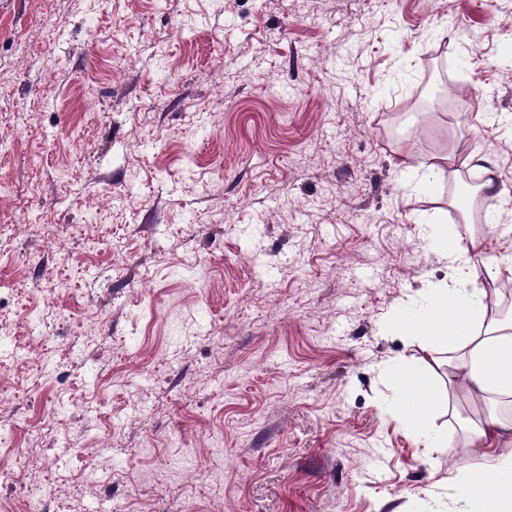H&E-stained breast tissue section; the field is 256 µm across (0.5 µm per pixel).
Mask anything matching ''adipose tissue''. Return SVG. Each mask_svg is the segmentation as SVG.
<instances>
[{
  "label": "adipose tissue",
  "instance_id": "obj_1",
  "mask_svg": "<svg viewBox=\"0 0 512 512\" xmlns=\"http://www.w3.org/2000/svg\"><path fill=\"white\" fill-rule=\"evenodd\" d=\"M446 254V286L418 310L400 307L396 326L420 332L429 368L458 383L462 399L486 407L482 420L465 429V445L478 456L458 467V512H476L484 503L493 504L495 512H512V416L495 408L502 401L512 404V310L501 306L500 263L485 235L466 226L454 228ZM400 389L408 404L401 422L416 444L430 453L447 447V438L429 428L415 403L416 380L409 371H402Z\"/></svg>",
  "mask_w": 512,
  "mask_h": 512
}]
</instances>
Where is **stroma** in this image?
<instances>
[{
  "instance_id": "stroma-1",
  "label": "stroma",
  "mask_w": 512,
  "mask_h": 512,
  "mask_svg": "<svg viewBox=\"0 0 512 512\" xmlns=\"http://www.w3.org/2000/svg\"><path fill=\"white\" fill-rule=\"evenodd\" d=\"M458 143L512 287V0H0V512H456ZM400 389L401 395L404 398V411L401 415V423L408 429L417 446L425 448L429 453L438 452L439 448H447L448 438L435 434L429 428L426 419L421 413L422 405L414 402L413 394L416 389V380L413 374L407 370L401 372ZM409 405L413 410L409 409Z\"/></svg>"
}]
</instances>
